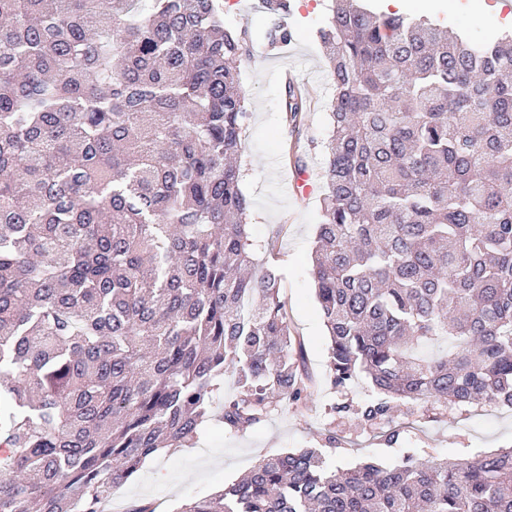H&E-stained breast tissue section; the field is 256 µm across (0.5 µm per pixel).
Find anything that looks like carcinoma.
<instances>
[{"label":"carcinoma","instance_id":"carcinoma-1","mask_svg":"<svg viewBox=\"0 0 512 512\" xmlns=\"http://www.w3.org/2000/svg\"><path fill=\"white\" fill-rule=\"evenodd\" d=\"M216 0H0V512H104L146 459L235 433L313 379L240 188V65L291 38ZM312 251L328 406L398 440L392 402L512 408V34L331 0ZM292 131L309 103L284 85ZM439 340L437 357L419 348ZM179 512H512V447L350 469L300 448Z\"/></svg>","mask_w":512,"mask_h":512}]
</instances>
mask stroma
Masks as SVG:
<instances>
[{"instance_id":"obj_1","label":"stroma","mask_w":512,"mask_h":512,"mask_svg":"<svg viewBox=\"0 0 512 512\" xmlns=\"http://www.w3.org/2000/svg\"><path fill=\"white\" fill-rule=\"evenodd\" d=\"M497 0H429L427 7L404 8L403 16H432L448 28L481 40L512 29V7L488 22ZM328 0H290L288 27L295 48L279 60L251 53L240 67L250 118L245 130L240 187L252 204L250 234L255 244L274 255L284 277L283 294L291 327L305 340L307 365L317 380L309 408L273 410L259 424L228 433L210 422L192 448L160 451L147 459L136 482L121 491L125 501L153 503L156 512H179L183 503L214 494L231 485L263 457L296 448H321L327 433L336 436L333 464L341 468L372 460L389 466L404 454L431 452L449 460L475 459L512 446V409L467 407L450 409L438 403L394 402L393 414L404 428L395 444H387L381 429H365L349 417L326 414L325 406L339 396L323 381L329 340L319 311L311 275V254L324 193L322 163L329 140V111L334 80L310 34L324 22ZM316 88L319 103L308 112L300 134H292L281 110L283 75ZM306 156L315 184L305 198L293 192V169L284 164L286 144Z\"/></svg>"}]
</instances>
